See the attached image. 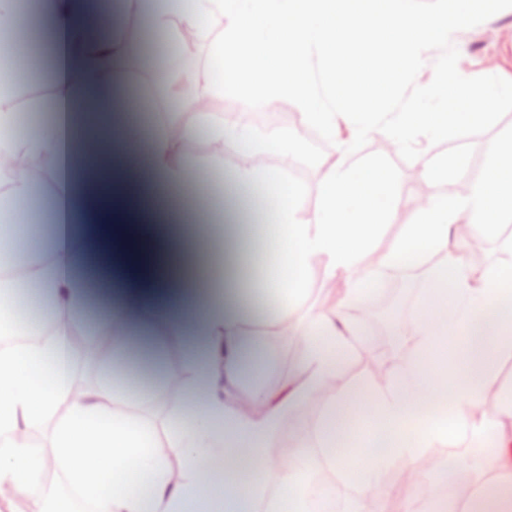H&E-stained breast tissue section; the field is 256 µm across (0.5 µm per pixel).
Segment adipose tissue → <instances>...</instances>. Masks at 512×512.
Masks as SVG:
<instances>
[{"label": "adipose tissue", "mask_w": 512, "mask_h": 512, "mask_svg": "<svg viewBox=\"0 0 512 512\" xmlns=\"http://www.w3.org/2000/svg\"><path fill=\"white\" fill-rule=\"evenodd\" d=\"M496 0H442L419 15L413 0H123L125 22L103 25L97 37L73 45L81 13L77 0H0V37L10 49L0 59V152L23 157V167L0 172V223L24 220L26 247L0 238V323L20 335L28 326L13 319L19 291L37 287L58 318L42 341L0 351V484L37 495L42 512H261L264 487L251 468L273 469L271 438L282 419L317 387L335 377L340 360L356 354L355 334L339 310L320 311L297 326L308 348L288 387L256 394L253 413L217 390L237 388L260 341L244 335L245 301L238 272L255 257V286L274 298L280 323H288L308 295L310 275L322 282L344 279L346 297L363 296L384 267L414 265L442 255L429 293L434 305L408 318L420 333L418 351L393 370L386 383L365 379L340 388L325 430L332 449L328 470L346 490L342 512H366L368 488L391 464L412 469L467 439L491 444L495 461L512 459V393L491 414L472 408L497 360L512 354V237L504 258L473 277L448 245L459 221L494 237L512 223V139L489 144L491 163L467 192L432 197L418 223L404 225L379 267L367 264L376 238L395 216L398 181L379 164L357 166L346 156L327 160L319 205L302 213L300 188L284 175L249 164L235 171L234 187L265 197L274 223L247 237L239 208L196 200L187 158L198 143L210 145V169L224 167L218 144L233 140L249 150H288L299 131L273 130L263 139L245 127H229L198 99L232 96L245 105L301 111L302 123L333 130L337 109L350 111L355 133H382L397 143L434 139L448 127L464 129L481 118L480 107L512 97V84L470 79L447 61L435 69L434 104L396 106L403 83L425 68L424 51L449 44L456 31L489 13ZM194 29L209 49L205 68L198 51L189 66H172L151 49L162 35L182 52V31ZM40 44L46 94L19 103L16 46L30 36ZM452 84L448 99L437 86ZM171 105L163 131L149 146L124 107L136 92ZM106 138L121 154L92 150ZM138 181L146 197L132 195ZM195 201V223L181 222L169 202L172 187ZM194 304V319L170 300V287ZM118 310L128 326L159 329L169 336L194 332L201 340L195 361L197 414L177 416L167 437L148 423L113 409L108 389L75 394L67 368L70 329L84 320L82 293ZM370 405L368 428L352 423L356 394ZM51 427L52 459L30 442L29 430ZM382 430L388 446L369 449ZM234 467L224 484V508L202 465L216 457ZM60 471L67 493L45 488L46 465Z\"/></svg>", "instance_id": "adipose-tissue-1"}]
</instances>
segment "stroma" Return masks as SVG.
<instances>
[{"label": "stroma", "mask_w": 512, "mask_h": 512, "mask_svg": "<svg viewBox=\"0 0 512 512\" xmlns=\"http://www.w3.org/2000/svg\"><path fill=\"white\" fill-rule=\"evenodd\" d=\"M453 41L458 51L452 63L458 72L471 77L485 74L503 81L512 80V0H501L493 12L472 27L456 33ZM210 109L226 123L245 124L258 133L298 127V108L285 102L277 109L267 110L257 106L245 107L240 99L227 96L213 101ZM301 130L307 143L319 146L311 162H303L301 150L293 148L286 154L265 153L262 164L270 171L287 175L290 181L301 187L303 210H312L317 205L323 163L337 154L341 146H348L349 161L362 163L370 159L380 160L397 175L399 204L392 224L376 243L374 254L380 257L390 249L402 225L416 223L427 203L426 197L421 194L422 189L438 192L444 184L458 183L460 174L468 170L473 171L475 176L483 175L488 165L489 143L512 136V99L503 102L493 115L478 124L466 129L449 130L448 134L434 140L418 141L411 150L375 131L356 136L345 113L336 117L335 134H327L315 126ZM443 161L448 164L444 171L439 168ZM426 170L435 173L434 181L423 182L421 174ZM510 236L512 223L502 225L499 237L485 238L474 233L464 238L455 236L451 238L450 246L462 257L470 272L477 276L486 267L501 260L500 241ZM440 262V257L435 256L419 266L383 269L380 279L374 283L368 295L379 310L377 319L357 317L354 313L355 303L344 302V288L340 285L327 298L320 290H312L297 314L309 322L325 302L343 303L348 322L358 329L361 336L372 340L373 344L385 345L394 359H401L410 341L416 338L407 321L404 302L413 291L431 283ZM84 304L92 318L111 323L113 331L124 333L128 340L161 347L168 359L183 355L185 343L182 339H170L150 328H129L119 313L93 296H85ZM277 316L276 305L270 299L260 298L255 301L251 316L243 324L245 334L264 338L266 352L250 359L241 378L242 387L260 392L279 389L287 384L296 365L306 356V345L302 340L275 330ZM70 371L73 385L86 391L98 389L104 384L117 389L122 386L120 379L112 374L110 358L102 356L94 345L86 344L82 349L72 350ZM190 401L191 395L186 392L176 402L167 401L161 395L149 403L126 401L122 408L150 423L162 434L167 429L169 418L185 412ZM330 405L327 399L314 405L301 403L294 411L291 423L281 424L272 439L273 446L291 448V459L299 473L307 471L306 450L322 444L321 426ZM461 459L466 460L471 476L477 477L481 490L498 485L499 476L488 452L468 441L448 448L443 466L430 472V484L449 485ZM400 472V466H391L368 491L374 502H385L389 512H402L415 499L414 492L399 483Z\"/></svg>", "instance_id": "stroma-1"}]
</instances>
